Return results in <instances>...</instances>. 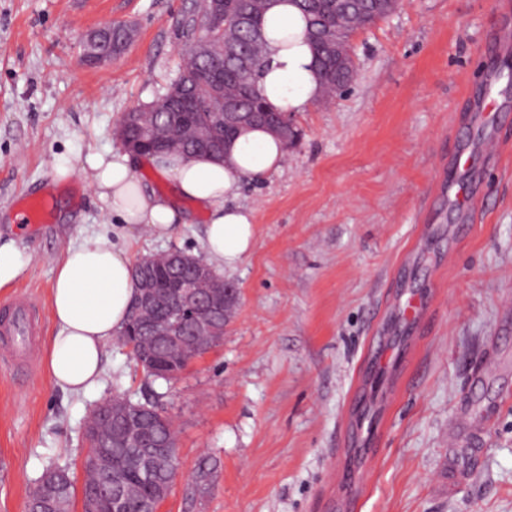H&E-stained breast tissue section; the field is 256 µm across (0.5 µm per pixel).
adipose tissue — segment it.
I'll use <instances>...</instances> for the list:
<instances>
[{
  "label": "adipose tissue",
  "instance_id": "obj_1",
  "mask_svg": "<svg viewBox=\"0 0 512 512\" xmlns=\"http://www.w3.org/2000/svg\"><path fill=\"white\" fill-rule=\"evenodd\" d=\"M305 29L293 0H275L265 16L267 64L259 88L274 111L301 112L321 96ZM284 155L280 139L250 127L228 148L224 161L204 155L154 160L155 169L174 182L172 197L147 192L134 175L136 158L128 153H88L86 170L99 201L126 236H168L185 221L178 199L195 202L208 214L203 251L210 263L221 266L240 259L255 243L252 213L229 206L228 197L242 180L279 170ZM135 293L131 257L105 236L85 235L56 259L49 295L56 332L44 355L53 385L75 394L95 386L106 349L124 326Z\"/></svg>",
  "mask_w": 512,
  "mask_h": 512
}]
</instances>
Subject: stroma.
<instances>
[{
    "label": "stroma",
    "mask_w": 512,
    "mask_h": 512,
    "mask_svg": "<svg viewBox=\"0 0 512 512\" xmlns=\"http://www.w3.org/2000/svg\"><path fill=\"white\" fill-rule=\"evenodd\" d=\"M195 0H0V233L31 257L0 289V309L28 295L48 306L54 260L81 230L112 233L83 177L57 183V164L121 147L113 130L174 76ZM135 29L112 62L83 61L82 36ZM512 31V0H403L360 30L356 77L333 101L294 113L299 130L282 168L239 185L255 244L219 274L238 289L224 341L169 383L152 381L120 341L98 386L69 395L42 358L0 366V512H24L50 463L82 482L83 424L103 399L157 395L178 428L179 477L161 512H512V78L494 91L497 126L470 120L495 53ZM464 177L477 206L458 236L442 179L465 143ZM47 215L20 224L24 196ZM156 240L138 234L132 260L202 250L206 214ZM428 311L407 323L408 297ZM385 343V366L366 360ZM474 428L449 443L461 413ZM218 463L197 493L201 458ZM346 470L360 483H345Z\"/></svg>",
    "instance_id": "obj_1"
}]
</instances>
